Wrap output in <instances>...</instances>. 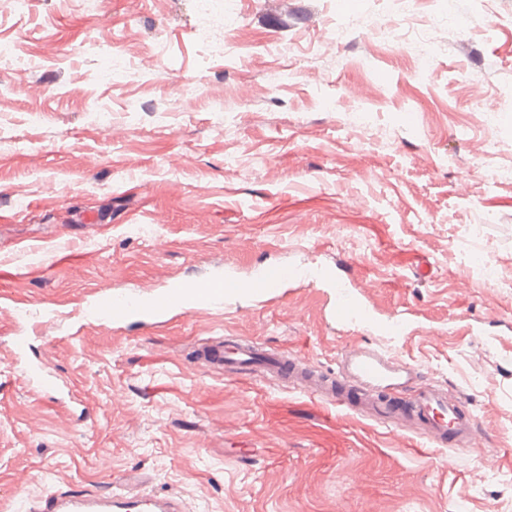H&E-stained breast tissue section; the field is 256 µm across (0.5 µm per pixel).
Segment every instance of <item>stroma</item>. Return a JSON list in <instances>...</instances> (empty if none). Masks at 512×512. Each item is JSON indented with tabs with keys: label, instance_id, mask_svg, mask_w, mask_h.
<instances>
[{
	"label": "stroma",
	"instance_id": "35a3bbf8",
	"mask_svg": "<svg viewBox=\"0 0 512 512\" xmlns=\"http://www.w3.org/2000/svg\"><path fill=\"white\" fill-rule=\"evenodd\" d=\"M228 7V52L209 57L194 34L221 29ZM403 9L39 0L0 13L16 48L0 64V255L14 260L0 269V512L136 473L190 512H512V180L499 175L512 168V0H418L408 35ZM284 10L304 18L266 24ZM378 16L397 34L383 47ZM116 57L132 78L97 82ZM483 261L500 287L473 274ZM302 263L356 285L375 320L405 318L395 353L461 398L484 447L400 436L197 364L217 336L302 353L328 375L342 350L384 344L336 322L310 282L240 294L221 316L84 315L107 288ZM39 362L56 387L26 380Z\"/></svg>",
	"mask_w": 512,
	"mask_h": 512
}]
</instances>
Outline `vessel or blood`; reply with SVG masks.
I'll return each instance as SVG.
<instances>
[{
  "label": "vessel or blood",
  "mask_w": 512,
  "mask_h": 512,
  "mask_svg": "<svg viewBox=\"0 0 512 512\" xmlns=\"http://www.w3.org/2000/svg\"><path fill=\"white\" fill-rule=\"evenodd\" d=\"M303 276L299 267L272 265L259 271L246 286L257 293L271 294ZM312 279L334 290L333 313L337 320L366 321L355 292L334 273L318 269ZM246 286L235 276L219 272L204 280H176L158 291L108 289L98 294L89 313L122 323L136 318L159 319L173 308L193 305L220 312ZM198 360L204 367L219 372L235 375L258 372L272 379L292 382L300 391L347 407L396 430L418 429L421 436L433 443L446 441L457 449L481 445L474 418L463 408L461 400L422 380L415 367L382 346L360 345L341 352L336 360L338 376L334 379L314 373L300 354L265 353L256 341L239 336L208 338L198 350ZM406 390L411 397L404 404L385 402L386 394ZM37 512H186V508L176 494L150 495L124 482L110 493L54 492L38 506Z\"/></svg>",
  "instance_id": "vessel-or-blood-1"
}]
</instances>
